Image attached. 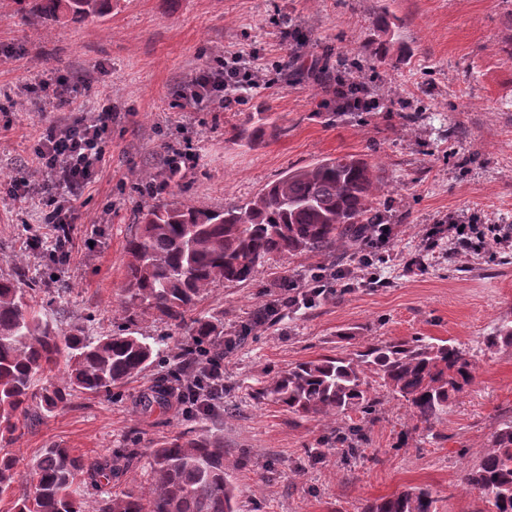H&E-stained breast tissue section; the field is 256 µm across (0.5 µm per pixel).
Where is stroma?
<instances>
[{
    "label": "stroma",
    "instance_id": "35a3bbf8",
    "mask_svg": "<svg viewBox=\"0 0 512 512\" xmlns=\"http://www.w3.org/2000/svg\"><path fill=\"white\" fill-rule=\"evenodd\" d=\"M328 45L363 60L389 92L385 111L326 116L329 93L305 80L272 85L233 109L189 112L175 100L212 56L251 51L305 70ZM46 68L112 107L102 169L77 196L72 254L56 281L61 328L91 313L95 336L116 323L165 334L169 363L178 365L186 330L120 307L126 240L156 202L132 189L131 172L160 170L170 145L200 159L168 197L215 208L247 202L288 169L361 156L378 168L395 231L382 248L390 259L377 268L381 287L356 282L260 327L254 313L278 298L279 282L306 283L313 258L276 256L255 281L211 289L199 313L222 316L225 335L237 340L224 355L216 412L188 416L176 403L144 411L141 396L163 373L151 367L113 396L78 394L70 407L21 423L9 443L19 477L52 443L98 458L134 442L143 455L119 484L144 486L156 444L196 430L224 439L236 464V512H362L367 501L411 487L430 489L438 512H482L465 474L498 423L512 418V346H482L496 322L512 319V264H500L494 249L462 260L425 252L424 234L471 220L512 236V0H117L107 19L61 23L42 40L12 0H0V185L29 164L37 131L67 117L26 90ZM419 107V121L405 123ZM259 112L273 113L276 126L251 147L235 132ZM39 210L37 200L0 192V276L20 266L40 276L39 253L24 250ZM418 256L424 268L410 267ZM345 330L360 342L454 341L475 351V378L427 437L404 401L378 389L381 405L350 460L336 448L335 424L258 396L294 364L347 351Z\"/></svg>",
    "mask_w": 512,
    "mask_h": 512
}]
</instances>
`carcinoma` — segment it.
Instances as JSON below:
<instances>
[{"label": "carcinoma", "instance_id": "cac0c4a2", "mask_svg": "<svg viewBox=\"0 0 512 512\" xmlns=\"http://www.w3.org/2000/svg\"><path fill=\"white\" fill-rule=\"evenodd\" d=\"M39 38L65 20L82 23L112 14L113 0H12ZM355 61L327 47L307 74L331 87L335 74ZM237 133L251 144L274 127L268 112ZM382 186L373 165L356 155L325 158L290 170L241 206L215 209L201 201L167 200L142 212L127 241L123 286L125 312L156 313L188 327L191 345L206 353L224 340V319L195 316L197 304L217 284H247L276 255L328 259L358 248L372 225L386 222ZM37 289L17 277H0V441L12 440L20 420L37 421L68 407L74 393L112 394L155 362H167L166 338L137 336L123 325L97 339L82 325L59 332ZM484 345H512V320L499 323ZM64 364L59 381L47 374ZM473 355L461 346L428 336L374 341L345 356L302 361L272 377L260 397L299 416L348 418L336 443L353 456L352 440L380 400L368 378L406 402L414 429L429 434L474 378ZM172 370L144 397V407L169 408L180 382ZM139 460V449L117 448L88 460L52 444L16 480L19 459L0 450V499L11 512H87L89 488L122 476ZM150 487H128L95 498L93 512H234L231 466L224 439L181 432L150 453ZM480 488L486 512H512V419L492 433L478 462L466 474ZM426 488L409 489L365 504L363 512H437Z\"/></svg>", "mask_w": 512, "mask_h": 512}]
</instances>
